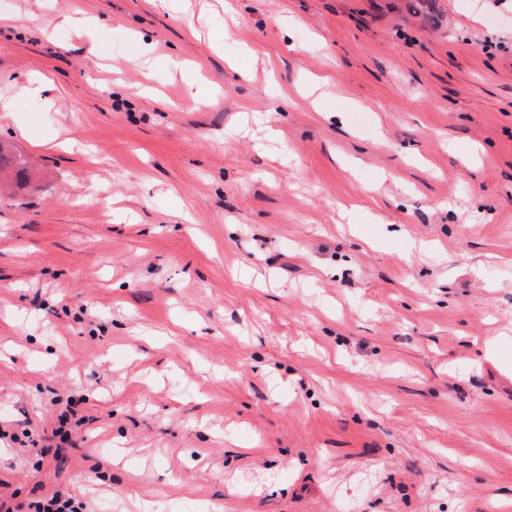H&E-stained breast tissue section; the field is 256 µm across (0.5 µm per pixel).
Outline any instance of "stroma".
<instances>
[{"mask_svg":"<svg viewBox=\"0 0 512 512\" xmlns=\"http://www.w3.org/2000/svg\"><path fill=\"white\" fill-rule=\"evenodd\" d=\"M1 12L0 496L512 512V0ZM5 170L13 172L17 185L26 183L30 178L27 160L21 154L9 152L6 146L0 142V174Z\"/></svg>","mask_w":512,"mask_h":512,"instance_id":"obj_1","label":"stroma"}]
</instances>
